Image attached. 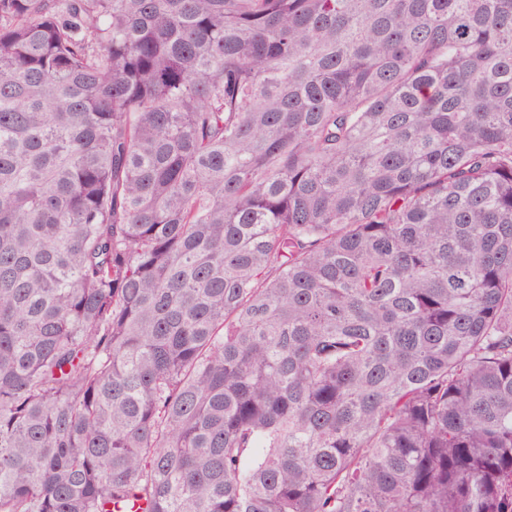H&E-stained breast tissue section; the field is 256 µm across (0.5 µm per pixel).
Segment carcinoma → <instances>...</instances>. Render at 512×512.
Listing matches in <instances>:
<instances>
[{
    "mask_svg": "<svg viewBox=\"0 0 512 512\" xmlns=\"http://www.w3.org/2000/svg\"><path fill=\"white\" fill-rule=\"evenodd\" d=\"M0 512H512V0H0Z\"/></svg>",
    "mask_w": 512,
    "mask_h": 512,
    "instance_id": "carcinoma-1",
    "label": "carcinoma"
}]
</instances>
